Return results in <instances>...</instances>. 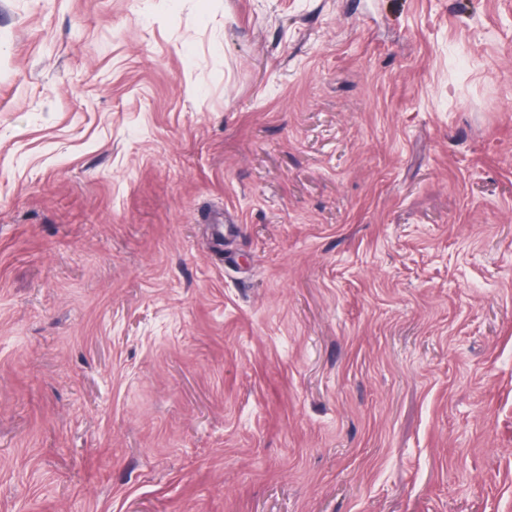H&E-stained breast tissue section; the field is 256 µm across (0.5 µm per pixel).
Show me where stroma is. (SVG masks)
Masks as SVG:
<instances>
[{
    "label": "stroma",
    "mask_w": 512,
    "mask_h": 512,
    "mask_svg": "<svg viewBox=\"0 0 512 512\" xmlns=\"http://www.w3.org/2000/svg\"><path fill=\"white\" fill-rule=\"evenodd\" d=\"M0 512H512V0H0Z\"/></svg>",
    "instance_id": "obj_1"
}]
</instances>
